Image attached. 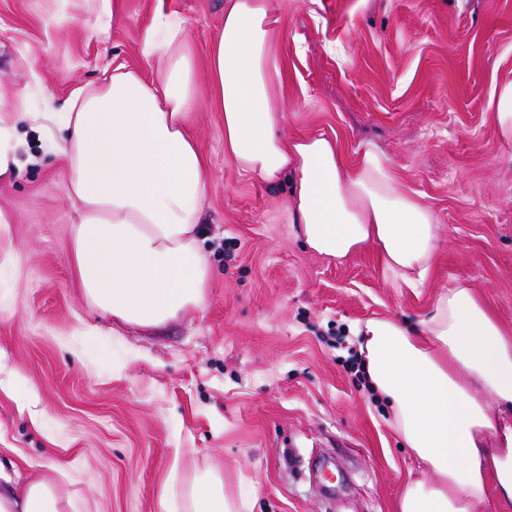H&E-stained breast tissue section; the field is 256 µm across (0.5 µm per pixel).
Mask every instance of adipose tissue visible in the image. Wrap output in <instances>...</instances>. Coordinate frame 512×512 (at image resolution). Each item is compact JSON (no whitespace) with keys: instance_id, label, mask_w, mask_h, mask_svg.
Wrapping results in <instances>:
<instances>
[{"instance_id":"ef3b65f1","label":"adipose tissue","mask_w":512,"mask_h":512,"mask_svg":"<svg viewBox=\"0 0 512 512\" xmlns=\"http://www.w3.org/2000/svg\"><path fill=\"white\" fill-rule=\"evenodd\" d=\"M287 11L288 0H224L208 56L224 152L240 172L287 185L291 220L309 249L341 261L374 244L394 285L423 287L441 233L436 212L374 151L351 167L324 134L282 133L274 41ZM143 54L146 70L113 63L74 87L64 109L47 99L0 118V180L15 172L17 125L42 133L68 172L69 261L85 298L124 324L159 328L206 302L209 175L187 126L198 98L185 20L157 11ZM424 327L426 345L394 319L355 330L364 376L417 463L397 512H476L490 499L497 512H512V336L466 283L436 295ZM168 500L174 512L252 508L250 494L228 492L211 465L193 468ZM73 507L47 479L0 484V512Z\"/></svg>"}]
</instances>
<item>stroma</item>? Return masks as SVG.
Wrapping results in <instances>:
<instances>
[{
  "label": "stroma",
  "mask_w": 512,
  "mask_h": 512,
  "mask_svg": "<svg viewBox=\"0 0 512 512\" xmlns=\"http://www.w3.org/2000/svg\"><path fill=\"white\" fill-rule=\"evenodd\" d=\"M111 9L96 34L87 10L0 0V114L63 103L114 60L144 67L154 14L183 17L210 171L207 301L157 330L93 308L68 259L65 168L18 126L19 166L0 182V463L20 482L58 481L75 512H166L191 460L222 465L230 492L248 486L253 512H395L411 454L355 375L353 329L420 327L456 282L512 328V140L495 117L512 0H294L277 39L284 134L336 139L351 166L375 151L438 213L444 236L416 289L391 286L376 247L342 262L305 249L286 187L225 156L207 67L224 0Z\"/></svg>",
  "instance_id": "stroma-1"
}]
</instances>
